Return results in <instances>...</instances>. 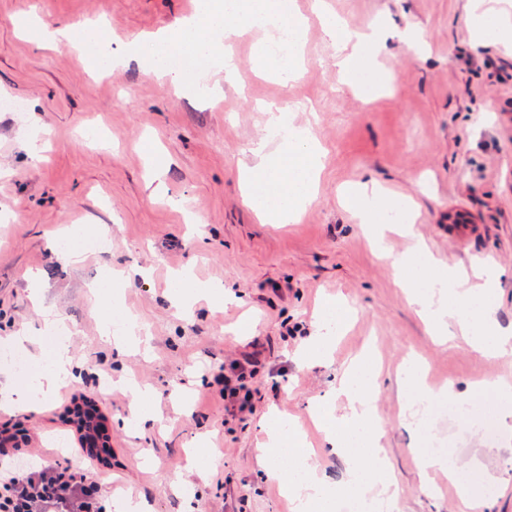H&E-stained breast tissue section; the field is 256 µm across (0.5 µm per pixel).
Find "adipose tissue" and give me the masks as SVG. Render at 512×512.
I'll use <instances>...</instances> for the list:
<instances>
[{"mask_svg":"<svg viewBox=\"0 0 512 512\" xmlns=\"http://www.w3.org/2000/svg\"><path fill=\"white\" fill-rule=\"evenodd\" d=\"M284 0H204L198 13L180 27L158 40L150 58L144 61V70L151 77H167L171 80L174 95H182L189 86V79L215 60L223 61L225 71H232L235 63L232 55L224 51V43L232 39L233 29L227 19H235L248 29L271 32L277 27L278 17L286 11ZM324 22L337 38L354 40L351 54L340 58L337 65L346 81L361 86L363 76H370L372 85H380L382 77L371 76L367 59L377 45L374 36L354 34L348 23L325 15ZM176 52L182 59L179 68L164 64L168 52ZM257 163L244 168L242 181L246 198L260 218L270 224L295 223L304 208L313 200L321 168V153L312 137L289 135L278 148H271L267 136H260L252 145ZM346 204L367 232L376 247H384L388 234L405 237L412 234V215L402 220H388V212L396 206V199L369 190L360 184L346 193ZM397 269L403 270V287L409 290L410 305L428 324L433 335L444 336L450 325H458L469 335V345L484 354L500 353L512 348V335L502 333L495 338L486 335L485 321H472L462 317L463 308L476 299L490 300L499 280L500 272L488 266L478 273V283H470L450 268L429 257L425 246L413 240L408 253L396 261ZM172 300L181 308H190L198 298L215 301L226 295L222 286L199 282L191 270H182L171 278ZM350 316L349 307L341 301L327 302L321 311L316 327L308 336L302 356L304 359L325 358L335 341L336 333ZM77 374L69 363L67 347H58L51 368L36 372L26 384L0 383V396H24L28 391L47 397L63 383L76 380ZM378 389L373 372L362 364L354 367L336 382L337 395L345 397L347 406L342 415L327 416L326 430L330 445L336 453H344L350 436L364 434L377 453L372 463L351 460L348 480L359 484L363 475L374 473L383 476L387 472L386 458L381 453L384 428L379 422L374 401ZM288 451L294 459L308 461L302 448L298 431L288 418L275 414L266 428L260 454L273 463L281 451Z\"/></svg>","mask_w":512,"mask_h":512,"instance_id":"1","label":"adipose tissue"}]
</instances>
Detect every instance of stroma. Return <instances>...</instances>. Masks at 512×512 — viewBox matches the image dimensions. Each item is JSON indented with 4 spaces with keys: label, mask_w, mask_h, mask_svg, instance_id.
<instances>
[{
    "label": "stroma",
    "mask_w": 512,
    "mask_h": 512,
    "mask_svg": "<svg viewBox=\"0 0 512 512\" xmlns=\"http://www.w3.org/2000/svg\"><path fill=\"white\" fill-rule=\"evenodd\" d=\"M296 2L308 19L299 78L270 75L256 34L247 33L234 42L236 78L221 62L208 66L205 84L218 85L219 95L194 86L176 97L144 74L129 42L176 28L196 0H0V99L23 105L19 115L0 111V211L12 217L0 223V336L30 337L26 356L49 355L42 310L50 308L82 371L32 409L0 405V429L22 432L51 464L88 467L105 512H126L131 502L152 512H295L258 458L263 428L273 412L295 421L328 484L343 486L347 460L324 453L313 404L367 352L394 512H465L461 482L483 512H512V442L503 429L512 404L477 395L469 417L437 418L460 469L452 481L435 474L429 492L411 453L423 437L407 418L402 381L415 360L430 385L465 391L512 378V358L471 349L457 328L437 342L396 279L394 262L410 240L390 236L379 252L342 197L366 183L411 201L415 238L436 260L467 276L473 263L497 264L489 310L498 327L512 329V51L475 43L471 0ZM320 7L352 27L380 28L371 63L393 73L390 85L366 98L341 83ZM24 23L102 26L101 41L122 62L96 73L76 51L21 36ZM405 32L414 45L402 41ZM269 107L288 110L322 149L317 196L296 224L260 223L242 194L241 170L255 162L251 145ZM40 129L48 142L37 162L27 146ZM147 140L163 171L143 152ZM159 184L165 196L154 194ZM455 212L469 223H449ZM192 213L202 227L189 223ZM78 224L110 229L109 252L86 249L71 263L49 248ZM186 268L232 289L237 302L202 301L184 316L169 282ZM116 270L125 278L107 302L98 283ZM32 273L43 286L40 306L26 289ZM333 297L353 308L352 321L327 361H299L302 340L290 329L310 332L320 302ZM129 314L140 320L147 351L120 350L102 333L104 319ZM256 347L261 364L242 409L221 389L233 362ZM127 379L153 390L156 422L130 424L131 397L120 389ZM85 399L108 428L96 457L81 449L70 421ZM487 414L497 421L490 435L480 423ZM63 433L65 447H53ZM191 451L204 474L187 468Z\"/></svg>",
    "instance_id": "obj_1"
}]
</instances>
